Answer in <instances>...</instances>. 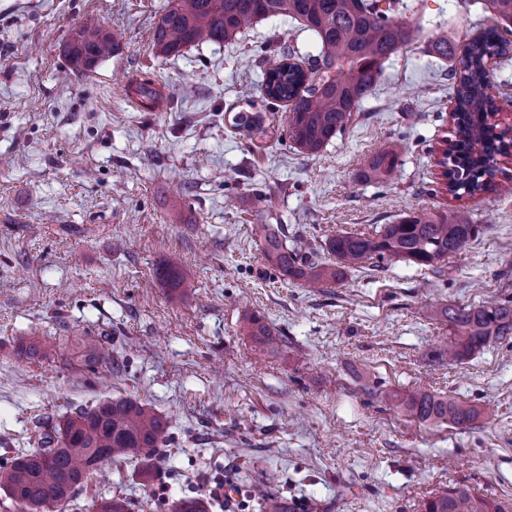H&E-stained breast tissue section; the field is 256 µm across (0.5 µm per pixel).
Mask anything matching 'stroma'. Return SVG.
<instances>
[{
    "label": "stroma",
    "instance_id": "1",
    "mask_svg": "<svg viewBox=\"0 0 512 512\" xmlns=\"http://www.w3.org/2000/svg\"><path fill=\"white\" fill-rule=\"evenodd\" d=\"M166 2L0 0V458L36 450L79 406L127 398L171 424L156 473L107 464L68 512L115 495L164 512L221 476L240 491L208 512H253L257 486L305 512H420L454 485L512 500V342L434 358L450 337L439 308L512 300V163L496 193L461 199L436 164L454 85L427 44L464 48L493 22L483 0H403L421 43L384 62L353 124L314 155L289 140L287 106L264 108L274 58L261 48L285 40L309 65L316 34L278 16L163 56L150 42ZM82 28L119 35L87 73L64 53ZM145 76L165 94L153 112L127 93ZM238 113L263 122L238 129ZM394 141L393 177L362 179ZM256 189L288 240L318 253L421 207L468 210L479 233L434 270L370 260L309 288L265 264ZM166 262L181 298L155 280ZM255 314L275 349L246 335ZM32 334L45 352L31 359L17 346ZM102 338L112 363L88 369L83 343ZM418 387L480 416L466 429L409 420L395 397Z\"/></svg>",
    "mask_w": 512,
    "mask_h": 512
}]
</instances>
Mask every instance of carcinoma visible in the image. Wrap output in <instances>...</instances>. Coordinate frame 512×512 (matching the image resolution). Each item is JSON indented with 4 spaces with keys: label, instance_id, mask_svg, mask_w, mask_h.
<instances>
[{
    "label": "carcinoma",
    "instance_id": "obj_1",
    "mask_svg": "<svg viewBox=\"0 0 512 512\" xmlns=\"http://www.w3.org/2000/svg\"><path fill=\"white\" fill-rule=\"evenodd\" d=\"M167 0L152 34V47L164 55L205 42L223 43L237 37L259 19L288 16L313 31L320 40L321 65L309 76L295 62V51L279 47V57L266 72L262 98L270 104L288 103V137L307 154H314L343 133L362 100L373 90L382 63L421 37L420 29L395 17L398 0ZM495 24L469 45L461 56L438 38L430 51L458 57L450 78L455 81L457 109L450 118L451 137L442 139L446 189L455 197L491 193L496 177L505 172L500 163L512 156V137L498 130L502 109L491 95L488 59L512 60V45L500 30H512V0H485ZM115 49L114 37L98 29H80L65 47L69 61L90 71ZM143 110H154L161 92L149 78L128 86ZM403 144L396 141L374 154L363 174L380 180L398 167ZM256 233L265 263L285 276L310 287L341 281L346 270L368 260L405 261L427 269L458 254L478 235V225L464 210L411 209L394 224L373 231L345 232L330 237L326 252L334 262L318 260L302 244L287 245L280 224H259ZM158 284L176 292L182 285L179 270L164 265L155 272ZM454 329L448 361L460 362L487 345L512 338V301H488L478 306L448 305L439 311ZM246 330L261 346L274 344V331L258 316L247 319ZM398 406L408 418L421 423L467 428L479 410L454 396L416 389ZM169 426L150 408L130 399H106L91 408L81 407L63 427L46 432L41 448L16 455L0 465V488L25 512L65 507L98 467L107 462L151 459L166 443ZM51 455L45 463L44 454ZM95 512H129L119 496L94 503ZM167 512H207L199 497L169 500ZM421 512H512L506 503L476 494L459 485L426 498Z\"/></svg>",
    "mask_w": 512,
    "mask_h": 512
}]
</instances>
